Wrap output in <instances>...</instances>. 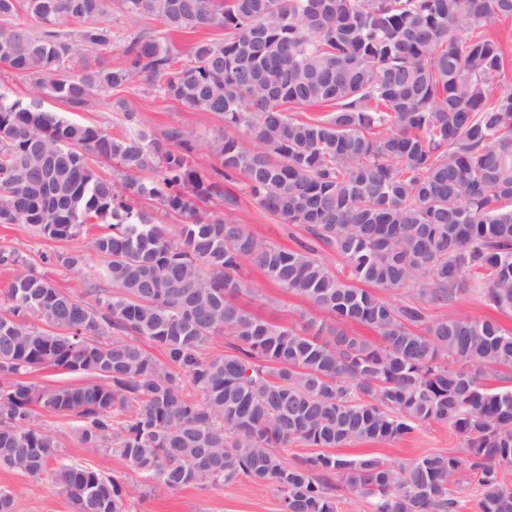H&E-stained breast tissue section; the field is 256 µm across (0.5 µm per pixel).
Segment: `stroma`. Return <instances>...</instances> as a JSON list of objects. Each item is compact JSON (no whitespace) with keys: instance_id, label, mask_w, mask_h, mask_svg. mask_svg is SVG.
Here are the masks:
<instances>
[{"instance_id":"obj_1","label":"stroma","mask_w":512,"mask_h":512,"mask_svg":"<svg viewBox=\"0 0 512 512\" xmlns=\"http://www.w3.org/2000/svg\"><path fill=\"white\" fill-rule=\"evenodd\" d=\"M108 23L113 36L109 57L116 66L124 61L122 49L125 36L137 30L167 37L176 59L182 63L188 61L191 49L197 42L220 41L224 38V31L220 28L169 33L157 19L129 17L118 12L109 16ZM50 106L75 122L95 126L114 137L123 136L128 131L123 118V112L127 109L135 112L139 126L151 131L156 138H164L173 127L196 133L200 137V145L192 164L205 174L218 164L214 147L223 136L242 138L246 135L245 128H225L222 118L190 110L175 101L159 97L149 83L140 77L133 79L127 87L103 92L96 105L88 111H72L55 100L51 101ZM224 189L236 197V207L225 208L223 202L216 198L208 203L209 211L222 213L225 219L242 224L257 237L282 247L294 249L305 241L307 233L303 226L284 223L261 209L242 177L225 182ZM3 246L15 250L59 288L77 296L82 295L83 270L47 265L42 261L43 255L70 249V242L35 236L25 224H0V247ZM239 277L245 285L239 302L257 315L296 328L316 314L309 302L268 282L254 266L243 265ZM430 313L471 320L489 317L512 331V315L497 312L481 294L474 291L463 292L449 304L431 308ZM45 422L56 436L65 459L89 464L103 474L124 479L129 512H280L279 497L272 486L247 481L206 487L190 486L159 497L142 495L138 478L126 460L106 450L88 451L80 444L76 419L49 416ZM461 449L462 441L453 429L432 423L417 426L400 440L355 443L346 447L345 452L351 456L374 455L394 465H406L428 453H457ZM0 488L13 494L19 512H74L72 502L47 479L34 480L17 472L0 469Z\"/></svg>"}]
</instances>
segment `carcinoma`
<instances>
[{"instance_id": "obj_1", "label": "carcinoma", "mask_w": 512, "mask_h": 512, "mask_svg": "<svg viewBox=\"0 0 512 512\" xmlns=\"http://www.w3.org/2000/svg\"><path fill=\"white\" fill-rule=\"evenodd\" d=\"M114 8L170 31L221 27L224 39L180 65L140 32L114 67ZM63 17L74 35L54 28ZM509 18L512 0H0V64L36 89L27 101L0 93V224L68 242L102 226L81 298L0 248L14 267L0 294V468L51 480L75 512H128L123 479L60 458L41 418L75 415L80 443L119 454L153 496L246 478L272 486L282 512H337L336 479L372 497L373 512H455L452 488L473 473L479 512H512V386L483 382L487 371L509 380L512 332L429 314L466 290L512 313V89L491 92L505 51L489 34ZM136 77L248 137H224L207 177L191 133L172 128L164 144L126 112L131 131L114 138L43 102L87 111ZM313 105L329 113L290 114ZM105 161L110 178L96 168ZM235 175L266 212L305 228L300 249L203 208L234 202L221 181ZM145 199L183 219L175 233ZM44 260L83 265L79 247ZM244 263L328 320L295 329L249 312ZM217 335L230 351L208 356ZM42 368L86 381H25ZM419 423L452 427L464 454L395 467L328 452ZM295 441L318 452L288 465Z\"/></svg>"}]
</instances>
